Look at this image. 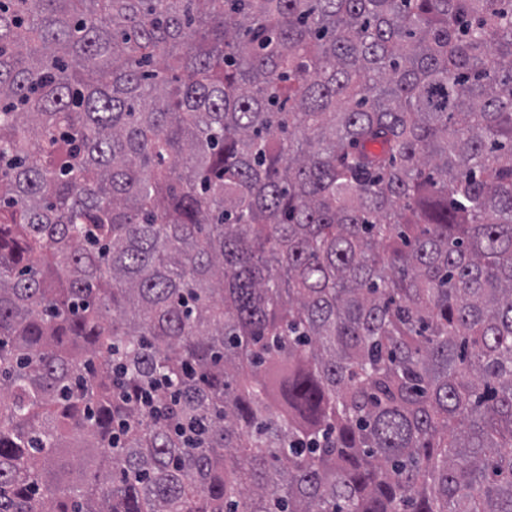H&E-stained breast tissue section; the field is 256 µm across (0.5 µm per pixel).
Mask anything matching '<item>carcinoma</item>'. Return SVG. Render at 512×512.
<instances>
[{"label":"carcinoma","mask_w":512,"mask_h":512,"mask_svg":"<svg viewBox=\"0 0 512 512\" xmlns=\"http://www.w3.org/2000/svg\"><path fill=\"white\" fill-rule=\"evenodd\" d=\"M0 512H512V0H0Z\"/></svg>","instance_id":"1"}]
</instances>
